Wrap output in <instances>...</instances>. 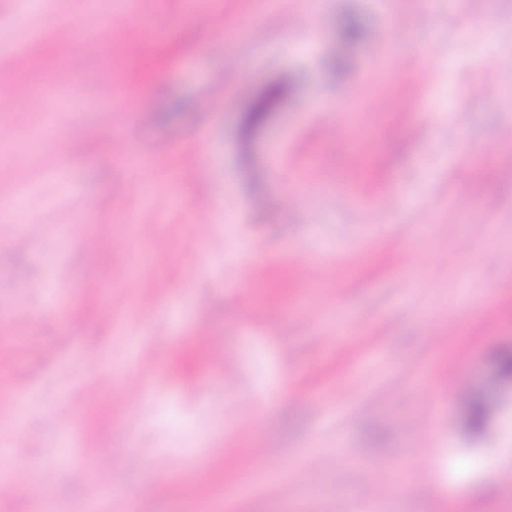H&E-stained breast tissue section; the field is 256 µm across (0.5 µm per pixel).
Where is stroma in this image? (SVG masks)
<instances>
[{
	"instance_id": "1",
	"label": "stroma",
	"mask_w": 512,
	"mask_h": 512,
	"mask_svg": "<svg viewBox=\"0 0 512 512\" xmlns=\"http://www.w3.org/2000/svg\"><path fill=\"white\" fill-rule=\"evenodd\" d=\"M484 2L464 37L463 0H0V425L36 436L0 512H512V0ZM92 11L138 21L92 51ZM287 88L279 85L277 90L270 96L260 98L253 106L251 112L246 116V126L249 130L257 129L263 126L268 118V110L272 106L276 97L284 96Z\"/></svg>"
}]
</instances>
